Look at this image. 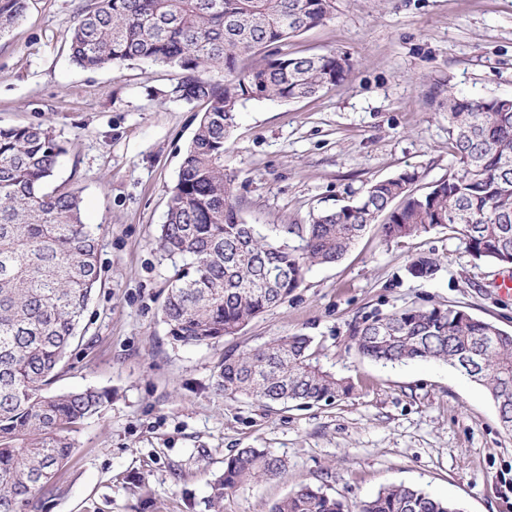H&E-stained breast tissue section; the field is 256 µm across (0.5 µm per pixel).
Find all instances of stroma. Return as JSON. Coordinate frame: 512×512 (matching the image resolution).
Returning a JSON list of instances; mask_svg holds the SVG:
<instances>
[{"mask_svg":"<svg viewBox=\"0 0 512 512\" xmlns=\"http://www.w3.org/2000/svg\"><path fill=\"white\" fill-rule=\"evenodd\" d=\"M85 2L28 0L0 36V125L55 127L65 153L47 188L79 195L102 269L54 388L110 399L74 432L77 452L58 476L65 493L44 512H212L225 458L249 447L287 469L238 489L224 512H268L304 484L353 503L403 484L464 512H512V432L485 389L441 363L370 362L349 334L355 319L412 305L455 306L511 333L512 268L474 259L445 230L389 240L375 224L239 333L174 344L162 318L171 262L157 237L204 105L168 97L177 74L163 65L71 64L66 33ZM281 50H336L354 67L314 96L241 108L224 166L243 219L263 229L310 223L404 170L417 171L422 193L456 171L448 95L512 98V0H336L331 20ZM420 254L436 259L434 277L408 273ZM294 333L353 379L352 395L273 408L215 396L224 354Z\"/></svg>","mask_w":512,"mask_h":512,"instance_id":"stroma-1","label":"stroma"}]
</instances>
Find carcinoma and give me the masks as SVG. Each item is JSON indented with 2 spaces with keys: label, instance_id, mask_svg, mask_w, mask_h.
<instances>
[{
  "label": "carcinoma",
  "instance_id": "carcinoma-1",
  "mask_svg": "<svg viewBox=\"0 0 512 512\" xmlns=\"http://www.w3.org/2000/svg\"><path fill=\"white\" fill-rule=\"evenodd\" d=\"M27 0H0V36L23 17ZM335 0H89L67 38L84 70L142 61L179 73L168 91L206 109L185 151L158 245L173 266L163 319L171 339L213 345L283 302L315 265L341 261L384 217L389 239L435 230L462 236L477 260L512 257V99L448 94V135L457 171L419 193L404 170L376 180L362 199L310 224L263 233L232 202L235 176L224 169L226 141L249 100L291 101L349 79V58L267 54L329 20ZM252 59L245 67L242 61ZM64 148L49 125L0 127V512H43L60 496L58 472L76 453L72 432L109 400L95 388L53 393L50 386L101 280L99 240L83 223L81 200L46 191ZM415 278L436 261L418 255ZM493 324L451 307L408 306L351 324L358 352L381 364L433 361L483 386L512 429V333L475 355ZM353 382L320 365L313 339L278 336L224 356L214 392L266 406L341 399ZM268 448L224 459L212 486L214 512L240 487L284 473ZM268 512H460L459 505L396 485L357 504L302 485Z\"/></svg>",
  "mask_w": 512,
  "mask_h": 512
}]
</instances>
